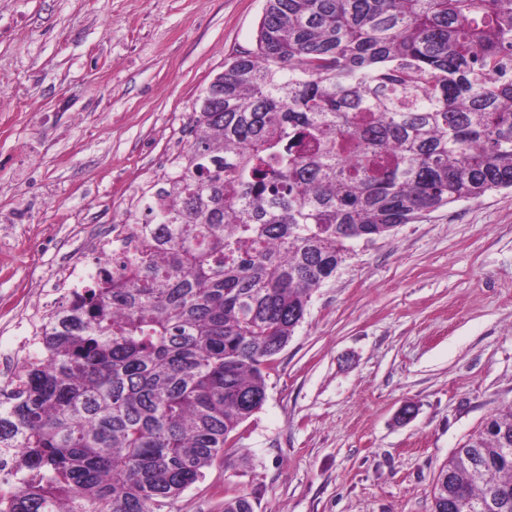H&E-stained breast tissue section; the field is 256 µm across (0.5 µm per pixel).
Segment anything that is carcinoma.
I'll return each instance as SVG.
<instances>
[{
	"mask_svg": "<svg viewBox=\"0 0 512 512\" xmlns=\"http://www.w3.org/2000/svg\"><path fill=\"white\" fill-rule=\"evenodd\" d=\"M194 107L141 244L48 318L46 360L0 404V449L41 475L0 512H170L235 447L349 242L512 188V0H266ZM432 503L512 512V409Z\"/></svg>",
	"mask_w": 512,
	"mask_h": 512,
	"instance_id": "cac0c4a2",
	"label": "carcinoma"
}]
</instances>
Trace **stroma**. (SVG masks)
I'll return each instance as SVG.
<instances>
[{
	"mask_svg": "<svg viewBox=\"0 0 512 512\" xmlns=\"http://www.w3.org/2000/svg\"><path fill=\"white\" fill-rule=\"evenodd\" d=\"M264 0H0V349L38 275L143 223L194 103ZM412 418L398 422L403 407ZM512 406V188L352 242L267 398L171 512H432L434 476Z\"/></svg>",
	"mask_w": 512,
	"mask_h": 512,
	"instance_id": "stroma-1",
	"label": "stroma"
}]
</instances>
